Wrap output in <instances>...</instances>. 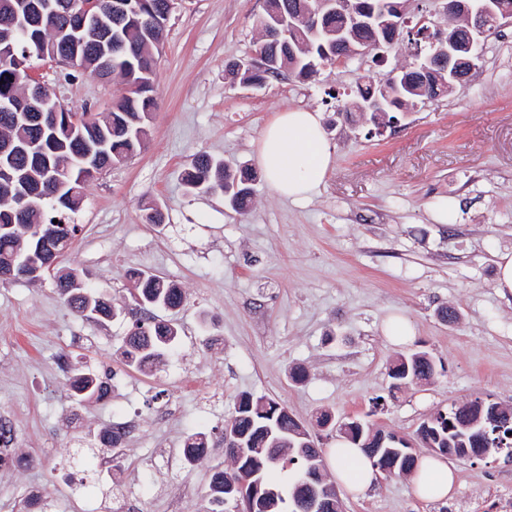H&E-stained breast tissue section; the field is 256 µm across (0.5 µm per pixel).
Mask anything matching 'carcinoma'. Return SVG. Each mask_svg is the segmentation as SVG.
I'll return each instance as SVG.
<instances>
[{
    "mask_svg": "<svg viewBox=\"0 0 512 512\" xmlns=\"http://www.w3.org/2000/svg\"><path fill=\"white\" fill-rule=\"evenodd\" d=\"M120 2V9L107 16L112 28V54L100 57L93 31L74 32L79 23L82 4L102 13L109 3ZM277 16V24L288 25V16L300 14L317 5V0H267ZM174 0H0V49L11 45L17 59L0 60V143H10L8 153L0 156V183L11 187V192H0V264L24 258L38 267L51 266L71 247L80 231L78 224L62 221L43 222L45 211H76L82 200V189L93 178L91 171L82 167L87 147L99 155V167L120 164L141 152L146 123L157 107L154 96V78L157 59L154 41L164 36L166 23ZM265 38L256 52L275 63L270 70L257 67L252 59H241L237 77L242 83L258 86L266 84L287 72L306 80L319 72L317 66L332 65L336 56L328 45L330 37L312 36L304 31L291 33L286 38H273L268 24ZM435 31L429 27L417 29L402 25L383 33L356 28L350 41L369 45L376 41L388 42L389 50L406 45L421 47L422 52H434ZM43 54L66 64L74 71L97 74L102 79L120 75L126 91L113 104L112 110L100 118L86 113L72 112L66 107L70 124H57L35 119L33 109H17L27 79L26 53ZM399 72H387L379 78H369L358 87L360 101L380 95L385 102L388 119L399 112H408L418 105L437 99L448 92V84L435 81L421 90L422 70L409 66ZM256 175L247 167L230 172L224 160L207 154L193 159L185 172L184 185L193 194L216 193L235 211L249 207ZM44 194L38 208H21V200L34 188ZM131 277L137 283L134 298L139 309L149 317L136 323L124 339L122 357L126 365L140 371L153 372L171 355L178 343L179 327L170 321H161L150 315L157 308L176 310L183 306L185 297L180 288L154 274L134 271ZM55 288L63 302L78 316L97 322L110 321L122 310L112 305L103 286L87 282L73 269L54 275ZM72 389L73 402L81 406L90 401H101L109 386L95 374L79 367L65 365ZM434 375V362L425 352L415 351L400 356L390 378L401 385L427 381ZM493 402L476 398L454 404L428 417L419 427V433L440 452L456 457L465 448H484L496 440L512 447V408L500 412L501 425L488 435L481 433L478 415L473 406ZM351 432L346 435L352 444L362 448L377 465L391 463L396 473L410 474L417 460L413 450L387 448L381 445L377 434L350 421ZM302 422L291 415L280 403L240 396L235 416L224 427L230 439L239 447L229 452L234 462L230 472L216 469L209 478L207 512H226L225 503L256 488L259 512H284L293 505L298 512L307 508L306 492L299 483L283 489L270 479L271 473L281 467L298 465L307 469L308 460L323 464V449L302 447L299 438ZM185 459L193 464L206 454L205 442L190 437L184 448Z\"/></svg>",
    "mask_w": 512,
    "mask_h": 512,
    "instance_id": "obj_1",
    "label": "carcinoma"
}]
</instances>
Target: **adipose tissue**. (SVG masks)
<instances>
[{"instance_id": "1", "label": "adipose tissue", "mask_w": 512, "mask_h": 512, "mask_svg": "<svg viewBox=\"0 0 512 512\" xmlns=\"http://www.w3.org/2000/svg\"><path fill=\"white\" fill-rule=\"evenodd\" d=\"M333 161V149L321 127L319 113L305 109L279 112L264 130L257 148V163L275 193L303 201L324 182ZM337 483L348 494L365 495L377 480V472L361 448L337 441L327 452ZM412 482L416 495L425 501L448 499L455 472L442 459L421 458Z\"/></svg>"}]
</instances>
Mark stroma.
Listing matches in <instances>:
<instances>
[{
  "mask_svg": "<svg viewBox=\"0 0 512 512\" xmlns=\"http://www.w3.org/2000/svg\"><path fill=\"white\" fill-rule=\"evenodd\" d=\"M261 0H178L154 82L157 108L144 149L88 182L74 213L82 231L60 262L107 288L123 310L98 323L59 299L53 277L0 282V415L14 423L27 467L0 471V512L37 491L46 512H204L223 451L184 465L187 437L218 442L242 394L273 399L296 418L322 411L413 440L431 414L474 398L512 407V295L496 263L512 253V25L490 34L466 85L378 125L343 119L367 72L364 56L303 82L284 77L243 87L230 60L253 56ZM30 75L75 112L103 115L119 79L68 78L64 65L31 58ZM320 112L334 148L310 199L279 197L265 177L250 211L219 195L186 193L183 176L206 152L228 167L256 166L275 113ZM159 209L164 221L146 216ZM173 282L181 337L160 370L124 364L123 339L142 313L129 271ZM454 308L455 322L442 319ZM393 314L414 329L405 343L383 333ZM427 352L431 383L391 391L399 355ZM111 386V398L75 406L61 356ZM303 368L305 382L290 372ZM136 420L120 448L69 463L75 438ZM112 460L99 472L98 456ZM451 500L416 498L410 476L343 496L345 512H512V456L456 458Z\"/></svg>",
  "mask_w": 512,
  "mask_h": 512,
  "instance_id": "1",
  "label": "stroma"
}]
</instances>
